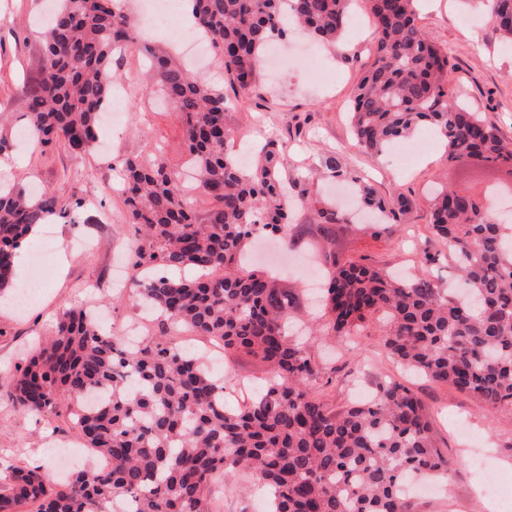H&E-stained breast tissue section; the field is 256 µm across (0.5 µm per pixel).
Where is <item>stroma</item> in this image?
<instances>
[{
	"instance_id": "1",
	"label": "stroma",
	"mask_w": 512,
	"mask_h": 512,
	"mask_svg": "<svg viewBox=\"0 0 512 512\" xmlns=\"http://www.w3.org/2000/svg\"><path fill=\"white\" fill-rule=\"evenodd\" d=\"M54 6L55 0H0V134L15 144L9 179L47 190L68 207L67 218L54 222L55 236L49 244L35 238L19 253L26 271L40 251H47L51 271L46 288L26 310H0V462L40 464L52 481L57 466L44 451L50 418L17 407L12 376L25 367L38 343L52 337L56 319L65 309L100 307L109 332L135 320L136 297L112 300V268L127 262L134 229L121 196L111 189L120 181L123 159L147 154L152 144H159L169 168L183 169L188 160L175 114L159 107L151 112L143 109L146 76L134 47L117 60L127 88L125 120L118 127L102 125L99 133L100 141L110 142L109 151L95 149L76 157L59 147L44 152L17 145V131L25 124L18 91L38 62V29L32 19L50 13ZM419 24L448 49L455 65L450 85L457 96L503 137L512 139V49L503 47L493 25L465 0H422ZM375 38L367 0H354L340 48L319 46L318 66L294 60L280 79L260 73L249 92L225 84L219 60H212L201 76L223 89L228 101L226 123L241 144L250 147L266 140L282 144V176L296 199L335 195L337 182L323 165L324 157L332 153L348 175L362 177L378 196L399 191L412 199L413 211L402 232L386 241L344 234L336 242L339 254L365 256L383 268L407 276L427 275L443 288L457 290L461 284L445 259L448 248L431 238L429 198L435 182L460 184L458 165L449 163L442 145L425 126L411 138L430 140V149L404 166L396 156L366 153L352 135L350 104L374 62ZM426 251L436 255V263H425ZM275 261L285 266L276 275L278 285L301 289L310 273L317 271L320 256L303 237L284 254L261 249V266L270 267ZM312 323L308 308L294 310L293 329L300 340L320 365L336 370L332 392L336 405L354 400L357 388L372 390L390 379L409 386L424 401L435 442L452 466L442 492L411 491L414 512H512V417L488 414L470 398L403 370L387 358L373 336L329 345L318 334L308 333ZM494 480L503 492L496 499L487 494Z\"/></svg>"
}]
</instances>
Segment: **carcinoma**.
Here are the masks:
<instances>
[{"instance_id": "1", "label": "carcinoma", "mask_w": 512, "mask_h": 512, "mask_svg": "<svg viewBox=\"0 0 512 512\" xmlns=\"http://www.w3.org/2000/svg\"><path fill=\"white\" fill-rule=\"evenodd\" d=\"M197 29L241 90L257 79L265 47L286 34L282 21L328 46L349 22L350 0H190ZM417 0H368L377 32L374 63L352 102L353 133L381 156L418 127L443 137L448 162L508 168L512 140L462 104L448 82V52L418 25ZM502 42L512 47V0H482ZM136 20L116 0H59L41 33L38 65L25 86L26 127L37 145L78 157L97 140L112 102L114 50L135 40ZM145 91L178 117L197 190L193 206L178 172L132 156L122 166V196L135 227L130 288L161 318L138 347L105 335L84 309L64 311L54 338L14 378L17 406L68 415L86 447L112 469H84L52 485L41 467L0 465V512H215L213 485L246 476L269 492L268 512H413L404 484L441 477L451 462L434 442L426 408L409 387L378 385L372 400L336 406L314 388L332 384L288 334L299 305L262 270L245 268L262 233L288 240V188L282 146L269 141L251 161L230 148L224 91L199 80L173 54L142 49ZM374 222L359 228L390 237L413 209L403 194L384 199L358 185ZM308 229L326 263L322 322L328 336H355L378 323L377 342L395 362L472 398L492 415L512 416V236L488 217L468 188H443L430 224L448 245L466 296L454 298L428 277L405 280L364 258L342 261L336 238L350 219L324 198L307 201ZM67 209L47 192L0 184V289L14 287V258L29 230ZM220 342L267 367L262 392L229 409L224 381L180 348L178 327Z\"/></svg>"}]
</instances>
